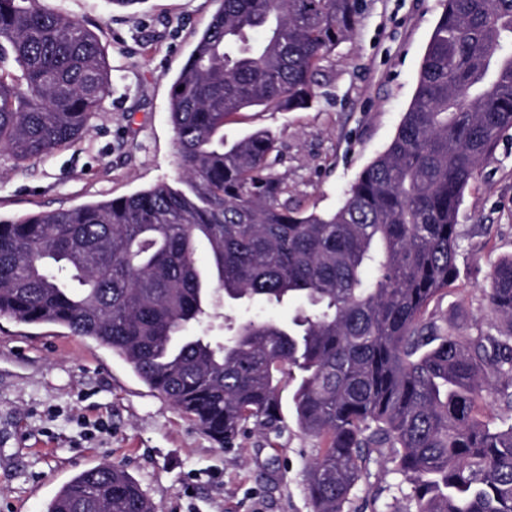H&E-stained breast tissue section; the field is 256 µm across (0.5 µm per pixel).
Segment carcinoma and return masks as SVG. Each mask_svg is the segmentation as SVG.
Instances as JSON below:
<instances>
[{
  "label": "carcinoma",
  "instance_id": "cac0c4a2",
  "mask_svg": "<svg viewBox=\"0 0 512 512\" xmlns=\"http://www.w3.org/2000/svg\"><path fill=\"white\" fill-rule=\"evenodd\" d=\"M363 9L220 0L170 90L186 189L1 220L0 316L112 348L222 446L251 420L278 428L299 373L297 423L319 440L313 512H343L373 463L405 477L415 512H512V425L479 419L490 390L512 412V258L493 265L487 295L508 335L425 319L456 278L464 190L512 128V0H445L393 139L331 212L281 200L269 132L224 143L245 109L308 108L321 61ZM111 94L95 31L42 0H0V152L19 166L75 144ZM287 301L301 302L289 323L226 314L222 342L183 335L223 305ZM47 512L156 509L123 469L100 465Z\"/></svg>",
  "mask_w": 512,
  "mask_h": 512
}]
</instances>
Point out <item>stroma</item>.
<instances>
[{"instance_id": "obj_1", "label": "stroma", "mask_w": 512, "mask_h": 512, "mask_svg": "<svg viewBox=\"0 0 512 512\" xmlns=\"http://www.w3.org/2000/svg\"><path fill=\"white\" fill-rule=\"evenodd\" d=\"M43 3L98 33L114 92L75 145L21 166L0 154V218L180 186L170 87L219 0H144L134 13L108 0ZM442 11V0H366L354 33L321 62L309 108L243 110L225 124V140L269 130L272 172L288 199L338 208L395 135ZM457 224L455 281L426 316L470 336L507 334L486 293L492 265L512 257V131L466 188ZM296 388L291 380L282 390L278 429L250 423L222 447L111 348L0 316V512H45L72 477L103 463L133 477L156 512H312L305 478L319 442L296 421ZM408 491L402 475L374 465L344 512L368 500L377 512H408Z\"/></svg>"}]
</instances>
